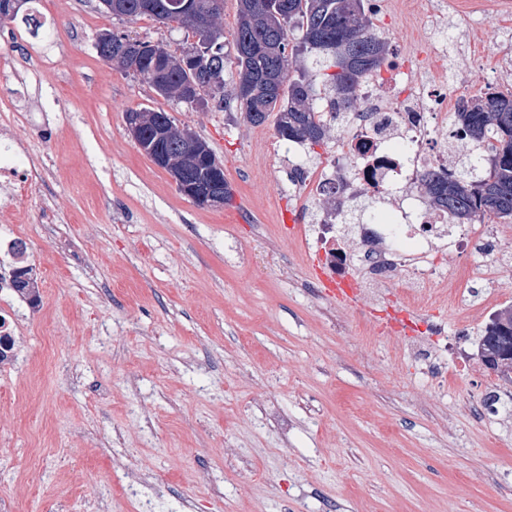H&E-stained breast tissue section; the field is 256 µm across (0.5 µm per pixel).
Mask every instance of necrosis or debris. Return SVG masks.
<instances>
[{
	"label": "necrosis or debris",
	"instance_id": "necrosis-or-debris-1",
	"mask_svg": "<svg viewBox=\"0 0 512 512\" xmlns=\"http://www.w3.org/2000/svg\"><path fill=\"white\" fill-rule=\"evenodd\" d=\"M425 46L424 68L430 79H413L407 53L394 51L386 69L361 83L362 106L344 124L334 164L305 173L303 187L310 194L340 180L345 193L374 190L394 198L391 212L369 216L352 231L321 222L310 226L307 241L319 246L326 268L337 279L348 278L352 266L359 265L371 280L402 273L427 284L438 277L427 261L434 248L488 255L499 249L495 225L455 232L447 214L427 206L413 190L423 169L445 165L438 150L439 135L447 130L448 115L457 108L456 96L439 75L448 55L447 42L429 40ZM17 144L13 132L0 135V208L4 209L13 207L34 176L21 168ZM351 240L356 241L357 251L349 250Z\"/></svg>",
	"mask_w": 512,
	"mask_h": 512
}]
</instances>
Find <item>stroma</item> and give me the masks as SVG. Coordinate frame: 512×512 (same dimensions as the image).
<instances>
[{
	"label": "stroma",
	"mask_w": 512,
	"mask_h": 512,
	"mask_svg": "<svg viewBox=\"0 0 512 512\" xmlns=\"http://www.w3.org/2000/svg\"><path fill=\"white\" fill-rule=\"evenodd\" d=\"M391 45L447 37L449 90H512V25L472 24L466 0H385ZM110 30L178 51L183 29L118 19L98 0H16L0 22V98L24 64L39 111H0L39 175L0 239L27 245L39 300L9 296L16 360L0 367V512H512V373L467 366L488 318L451 301L471 255L436 249L430 289L360 282L345 306L316 286L302 243L300 165L274 119L186 105L98 54ZM168 112L206 141L232 194L201 207L128 134V108ZM476 295L512 306V219ZM441 322L447 350L425 327Z\"/></svg>",
	"instance_id": "stroma-1"
}]
</instances>
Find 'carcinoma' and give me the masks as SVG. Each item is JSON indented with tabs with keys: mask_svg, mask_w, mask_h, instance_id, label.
Masks as SVG:
<instances>
[{
	"mask_svg": "<svg viewBox=\"0 0 512 512\" xmlns=\"http://www.w3.org/2000/svg\"><path fill=\"white\" fill-rule=\"evenodd\" d=\"M115 18L148 15L162 24L175 23L197 36V10L210 0H182L175 10L173 0H116ZM368 0H239L238 23L232 35L237 80L229 93L247 120L260 125L276 113V132L281 139L315 146L331 125L341 134L342 124L358 101V88L368 74L381 72L391 46L373 22ZM224 8L211 15L209 52L187 74L184 55L159 43L115 35L112 64L128 71L124 55L140 52L148 59L155 51L165 58V68L155 74L147 64L133 74L153 85L162 82L157 94L187 105L206 96L224 93ZM264 40L275 47L270 56L255 57L251 42ZM243 84L253 87L248 98L238 95ZM453 124L462 129L479 149L491 142L490 155L476 154L446 169L431 168L420 174L417 188L429 205L448 213L450 223H470L484 217L512 218V91L486 88L476 99L460 97ZM182 130L169 121L167 137L172 167H181L187 180L203 178L202 167L183 166ZM366 205L346 206L340 223L358 224ZM14 291L33 303L35 281L18 270L12 280ZM481 359L498 354L501 367L512 370V306L496 313L479 341Z\"/></svg>",
	"mask_w": 512,
	"mask_h": 512,
	"instance_id": "carcinoma-1",
	"label": "carcinoma"
}]
</instances>
